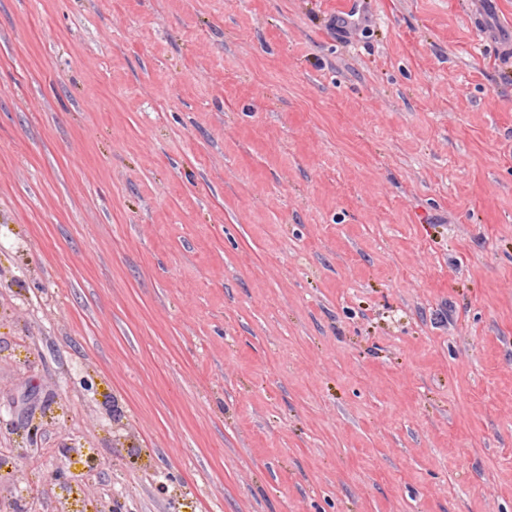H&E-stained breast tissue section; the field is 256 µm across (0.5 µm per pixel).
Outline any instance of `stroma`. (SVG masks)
<instances>
[{
	"instance_id": "stroma-1",
	"label": "stroma",
	"mask_w": 512,
	"mask_h": 512,
	"mask_svg": "<svg viewBox=\"0 0 512 512\" xmlns=\"http://www.w3.org/2000/svg\"><path fill=\"white\" fill-rule=\"evenodd\" d=\"M0 457L512 512V0H0Z\"/></svg>"
}]
</instances>
